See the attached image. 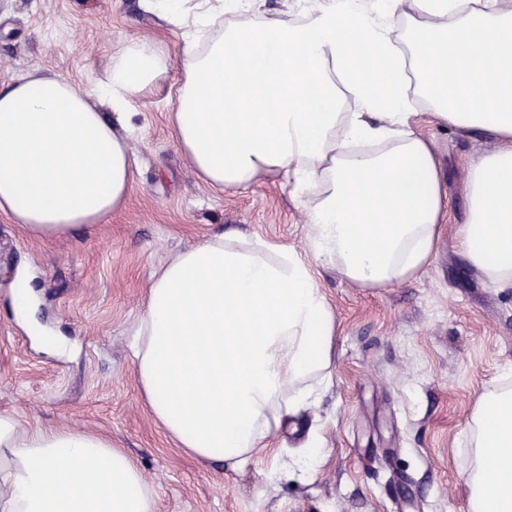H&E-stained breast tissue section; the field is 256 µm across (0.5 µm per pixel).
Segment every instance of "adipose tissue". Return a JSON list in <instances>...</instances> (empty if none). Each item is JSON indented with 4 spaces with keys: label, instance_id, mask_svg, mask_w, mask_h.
I'll return each mask as SVG.
<instances>
[{
    "label": "adipose tissue",
    "instance_id": "adipose-tissue-1",
    "mask_svg": "<svg viewBox=\"0 0 512 512\" xmlns=\"http://www.w3.org/2000/svg\"><path fill=\"white\" fill-rule=\"evenodd\" d=\"M142 2L183 31L170 120L195 173L219 189L277 176L308 224L302 253L224 233L185 248L136 326L152 419L235 471L332 383L336 314L313 264L378 288L431 263L448 187L420 112L496 141L468 164L456 239L490 287L512 288V0ZM172 64L131 40L94 87L34 73L0 87V215L47 239L122 209L132 102ZM464 446L469 512H512V380L475 401ZM0 512H155V491L105 438L0 414Z\"/></svg>",
    "mask_w": 512,
    "mask_h": 512
}]
</instances>
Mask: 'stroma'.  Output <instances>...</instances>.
Wrapping results in <instances>:
<instances>
[{
  "mask_svg": "<svg viewBox=\"0 0 512 512\" xmlns=\"http://www.w3.org/2000/svg\"><path fill=\"white\" fill-rule=\"evenodd\" d=\"M130 39L177 56L181 32L141 0H0V84L39 71L91 86ZM180 79L140 96L133 183L124 208L64 238L37 239L0 216V412L29 428L106 437L157 493V512H467L459 444L475 400L512 370V288L487 286L454 235L470 158L492 150L417 119L448 185L446 228L416 276L360 288L336 269L317 278L336 314L332 385L296 429L239 471L177 448L145 408L130 341L152 274L186 247L239 232L304 251L308 226L287 185H205L169 123ZM33 277V319L64 337L41 346L15 313L12 285ZM322 440L314 476L296 466L308 434Z\"/></svg>",
  "mask_w": 512,
  "mask_h": 512,
  "instance_id": "1",
  "label": "stroma"
}]
</instances>
